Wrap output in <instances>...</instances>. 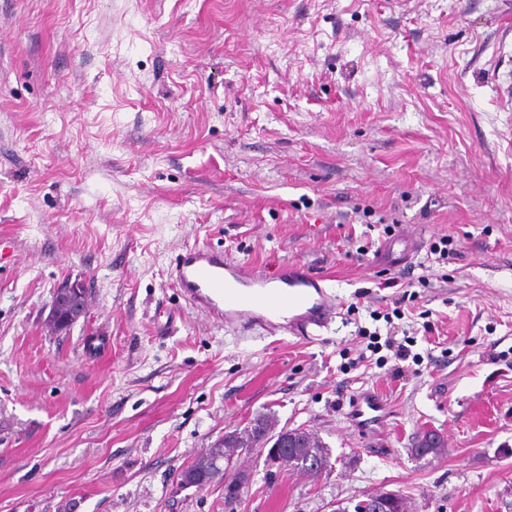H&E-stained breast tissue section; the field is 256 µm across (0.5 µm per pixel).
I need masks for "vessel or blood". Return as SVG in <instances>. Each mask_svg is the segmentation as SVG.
Listing matches in <instances>:
<instances>
[{"label": "vessel or blood", "mask_w": 512, "mask_h": 512, "mask_svg": "<svg viewBox=\"0 0 512 512\" xmlns=\"http://www.w3.org/2000/svg\"><path fill=\"white\" fill-rule=\"evenodd\" d=\"M172 277L197 308L244 330L260 324L272 335L285 331L310 337L332 320L323 278L297 262L282 265L270 277L225 259L223 250L193 246L179 255ZM354 415L375 425L388 410L377 394L365 392L356 400Z\"/></svg>", "instance_id": "b4317fda"}]
</instances>
